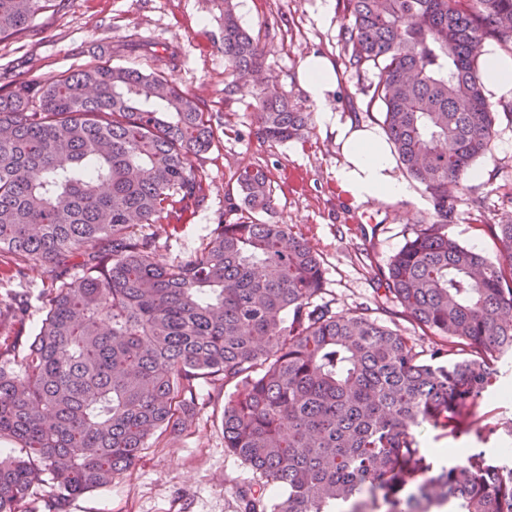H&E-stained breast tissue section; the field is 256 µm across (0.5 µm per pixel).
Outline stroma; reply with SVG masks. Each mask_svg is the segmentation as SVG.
I'll return each instance as SVG.
<instances>
[{
  "label": "stroma",
  "instance_id": "35a3bbf8",
  "mask_svg": "<svg viewBox=\"0 0 512 512\" xmlns=\"http://www.w3.org/2000/svg\"><path fill=\"white\" fill-rule=\"evenodd\" d=\"M331 12H323L324 3ZM242 24L263 48L281 91L301 111L312 113L302 139L264 141L253 133L252 85L241 82L225 93L230 77L221 49L222 30L214 0H64L44 13L33 31L0 41V86L43 84L80 68L100 53L113 64L144 72L165 70L179 87L196 96L215 117L213 148L195 161L208 185L195 213L157 235L161 260L174 263L209 241L224 221V197L235 193L238 169L260 166L274 187L262 219L288 225L319 253L325 299L337 313L373 304L380 292L373 270L385 266L420 225L436 219L423 187L410 183L394 201L356 199L338 181L343 162L340 129H381L379 108H367L361 88L375 80L366 65L353 69L344 50L342 0H236ZM332 65L336 88L328 97L339 119L314 116V103L298 81L309 56ZM495 135L489 152L449 189L453 208L448 232L466 246L495 256L498 243L489 225L512 223V95L490 99ZM11 256L0 253V342L33 336L46 313L54 281L48 265H32L26 278L34 290L23 323L5 312L18 285L9 274ZM224 395L213 386L200 390L188 431L144 449L135 467L108 487L74 498L68 512H239L236 490L253 479L251 468L224 450Z\"/></svg>",
  "mask_w": 512,
  "mask_h": 512
}]
</instances>
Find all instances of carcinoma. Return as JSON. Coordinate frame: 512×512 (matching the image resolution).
Wrapping results in <instances>:
<instances>
[{
	"label": "carcinoma",
	"instance_id": "obj_1",
	"mask_svg": "<svg viewBox=\"0 0 512 512\" xmlns=\"http://www.w3.org/2000/svg\"><path fill=\"white\" fill-rule=\"evenodd\" d=\"M55 2L0 0V40ZM216 2L227 70L255 83L254 135L302 138L311 114L279 90L233 0ZM344 5L348 64L378 70L361 93L438 217L376 269L374 309L317 302L321 257L255 218L274 197L261 167L239 169L227 196L224 214L249 217L188 259L164 263L136 235L206 197L192 167L214 116L166 72L97 61L0 89V253L58 281L27 351H0V441L19 448L0 453V512H20L45 474L43 512L111 483L150 439L188 430L200 380L230 388L224 448L257 476L240 512H512V458L469 448L436 471L417 439L425 425L512 437L480 412L512 355V224L494 225L493 258L448 233V184L495 134L481 57L488 38L512 51V0ZM389 302L421 336L374 316Z\"/></svg>",
	"mask_w": 512,
	"mask_h": 512
}]
</instances>
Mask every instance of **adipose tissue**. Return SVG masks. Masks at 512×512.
Returning a JSON list of instances; mask_svg holds the SVG:
<instances>
[{
	"label": "adipose tissue",
	"mask_w": 512,
	"mask_h": 512,
	"mask_svg": "<svg viewBox=\"0 0 512 512\" xmlns=\"http://www.w3.org/2000/svg\"><path fill=\"white\" fill-rule=\"evenodd\" d=\"M302 88L314 102L319 114H327V96L336 88V76L330 62L320 56L308 57L298 70ZM345 162L337 176L359 199L393 200L409 193L407 183L393 173L389 152L376 130L342 128Z\"/></svg>",
	"instance_id": "adipose-tissue-1"
}]
</instances>
